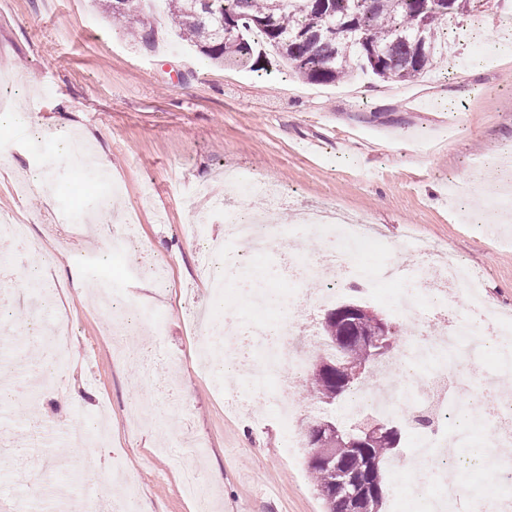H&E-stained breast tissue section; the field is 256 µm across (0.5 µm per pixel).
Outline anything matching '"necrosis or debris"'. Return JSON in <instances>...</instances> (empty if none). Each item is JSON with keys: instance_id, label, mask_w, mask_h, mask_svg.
Here are the masks:
<instances>
[{"instance_id": "obj_1", "label": "necrosis or debris", "mask_w": 512, "mask_h": 512, "mask_svg": "<svg viewBox=\"0 0 512 512\" xmlns=\"http://www.w3.org/2000/svg\"><path fill=\"white\" fill-rule=\"evenodd\" d=\"M195 197L203 203L202 215L192 229L194 239L204 237L206 224L214 213L224 216V248L211 253L207 263L208 286L223 291L230 273L251 279L256 291L250 296L255 321L235 314L211 323L198 338V348L214 364H227L244 374L243 395H226L228 406H249L265 410L271 405L268 382L277 379L282 390L296 392L306 374L311 350L325 348V341L310 329L299 326L294 311L302 306L301 283L321 277L324 268H333L336 278L320 291L317 301H336L346 284H359L364 300L386 299L400 320L413 321L392 363L403 369L404 377L389 394H381L375 380H367L344 402L343 421L366 414H382L405 426L414 448L411 456H395L386 470L397 499H414L426 512H446L454 496L449 487L448 466L441 459L447 446L474 448L478 467L491 466L501 480L488 491H468L461 512H512V460L498 457L497 449L512 447V396L499 391L497 381L512 378V324L492 313L477 293L483 279L454 255L443 253L424 242L417 250L420 265L404 267L390 262L369 269L363 261L372 250H384L381 238L367 234L366 217L340 208L309 206L299 209L292 224L275 223L269 214L241 211L230 198H221L197 185ZM111 192H104L96 213L107 225L104 249L123 253L136 241L134 224L112 221ZM317 239L318 258L290 250L281 265L294 282L277 307L266 303L261 290L266 281L257 273L255 257L273 247V239L294 241ZM247 242V251L237 248ZM33 288L32 324L49 354L48 374L56 382L58 396H66L61 385L70 362L72 329L48 307L40 289L43 280L31 275ZM469 363L481 374L479 397L458 402V394L468 384L449 375V363Z\"/></svg>"}]
</instances>
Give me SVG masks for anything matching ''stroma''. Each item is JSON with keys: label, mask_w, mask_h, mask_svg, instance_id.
<instances>
[{"label": "stroma", "mask_w": 512, "mask_h": 512, "mask_svg": "<svg viewBox=\"0 0 512 512\" xmlns=\"http://www.w3.org/2000/svg\"><path fill=\"white\" fill-rule=\"evenodd\" d=\"M512 0H487L448 26L457 59L440 62L415 82L379 87L363 81V100L348 84L314 85L274 59L264 68L230 73L183 45L168 25L163 0L149 6L155 44L147 48L112 29L100 0H0V71L17 76L15 109L0 121V211L27 224L38 252L12 255L6 286L13 301L0 311L11 331L0 341V388L21 373L43 380L39 348L28 332L31 312L19 268L40 270L48 285L88 282L105 274L119 286L110 314L89 294L71 290L63 305L73 324V361L65 377L68 400L51 391L0 401V512L23 495L18 478L59 455L64 469L47 474L38 506L61 512L59 485L114 497L125 482L142 491L141 512H195L181 489L184 466L198 464L219 500L217 512H324L306 452L289 453L276 412L229 413L224 391L242 375L213 382L201 363L188 321L214 309L241 312L237 288L212 308L203 280L209 242L223 238L222 219L192 241L186 227L199 208L193 189L238 169L279 185V204L262 196L229 197L246 210L272 212L292 223L301 207L322 202L371 218L388 250L365 256L368 267L420 254L406 236L436 243L479 272L493 306L512 313V222L474 221L512 173V63L501 64L495 18ZM70 132L101 155L117 185L113 211L134 216L139 242L168 263L167 280L138 278L132 253L105 255L77 240L62 242L58 227L94 224L100 193L76 164L48 163L35 152L29 129ZM48 165L46 195L32 189L35 166ZM464 196L449 200L448 186ZM150 308L151 322L129 325L128 347L147 345L159 356L154 382L139 384L138 365L117 359L109 328L128 305ZM108 414L112 431L99 446L74 448L65 430L93 425Z\"/></svg>", "instance_id": "obj_1"}]
</instances>
